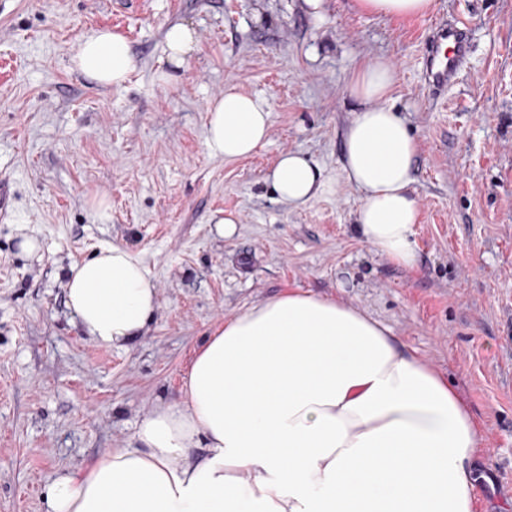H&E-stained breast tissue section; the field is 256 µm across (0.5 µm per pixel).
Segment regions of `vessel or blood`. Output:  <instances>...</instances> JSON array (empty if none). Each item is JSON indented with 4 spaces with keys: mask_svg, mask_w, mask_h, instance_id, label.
<instances>
[{
    "mask_svg": "<svg viewBox=\"0 0 512 512\" xmlns=\"http://www.w3.org/2000/svg\"><path fill=\"white\" fill-rule=\"evenodd\" d=\"M471 56L469 30L464 21L432 23L423 57L425 81L432 91L456 83Z\"/></svg>",
    "mask_w": 512,
    "mask_h": 512,
    "instance_id": "vessel-or-blood-1",
    "label": "vessel or blood"
}]
</instances>
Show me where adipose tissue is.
<instances>
[{"label": "adipose tissue", "instance_id": "1", "mask_svg": "<svg viewBox=\"0 0 512 512\" xmlns=\"http://www.w3.org/2000/svg\"><path fill=\"white\" fill-rule=\"evenodd\" d=\"M194 48L182 23L163 38V79ZM74 69L103 87L134 67L124 34L93 28ZM360 103L344 138L341 179L359 194L361 240L392 263L416 262L421 209L412 184L417 142L385 104L393 67L354 68ZM210 155L236 161L268 132V105L233 91L207 105ZM281 202L301 206L334 182L296 152L271 174ZM66 302L95 341L122 348L144 336L157 308L141 260L120 245L70 266ZM136 445L58 475L49 512H475L470 464L478 422L447 379L404 349L392 329L353 304L309 291L266 298L199 348L174 404L140 422Z\"/></svg>", "mask_w": 512, "mask_h": 512}]
</instances>
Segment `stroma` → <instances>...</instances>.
<instances>
[{
	"label": "stroma",
	"instance_id": "35a3bbf8",
	"mask_svg": "<svg viewBox=\"0 0 512 512\" xmlns=\"http://www.w3.org/2000/svg\"><path fill=\"white\" fill-rule=\"evenodd\" d=\"M469 25V69L438 98L421 78L431 18ZM196 45L157 76L166 29ZM129 39L135 68L96 86L70 57L85 30ZM384 60L388 101L418 143L417 261L360 239L342 182L300 208L270 176L298 152L339 175L359 108L351 70ZM263 100L265 143L226 162L205 142L225 88ZM0 512H47L65 470L135 446L138 422L179 398L194 354L225 317L301 288L349 301L454 386L479 422L476 512H512V0H434L430 16L360 12L355 0H0ZM105 201L107 218L94 205ZM233 217L221 236L217 221ZM37 238L42 253L19 248ZM117 244L142 260L159 307L125 348L92 340L65 304L71 264Z\"/></svg>",
	"mask_w": 512,
	"mask_h": 512
}]
</instances>
